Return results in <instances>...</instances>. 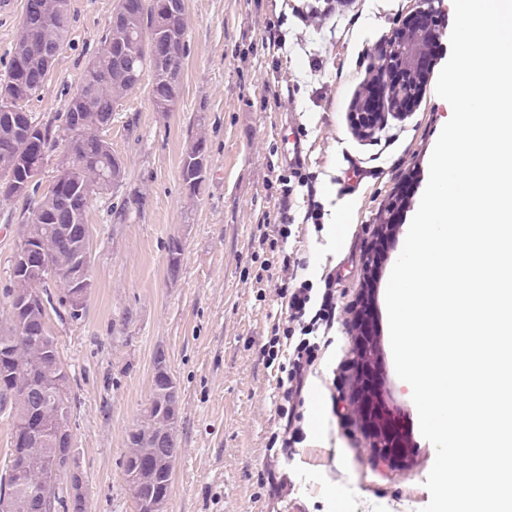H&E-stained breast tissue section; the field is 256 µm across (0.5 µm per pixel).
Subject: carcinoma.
<instances>
[{"mask_svg":"<svg viewBox=\"0 0 512 512\" xmlns=\"http://www.w3.org/2000/svg\"><path fill=\"white\" fill-rule=\"evenodd\" d=\"M162 0H146L147 6L135 17V39L123 38L107 26L96 55L84 69L79 86L68 102L66 113L78 112L83 120L84 133L73 145L72 178L78 182H95L108 162L112 146L106 130L112 124L117 102L138 88L136 80L125 75L115 58L121 49L124 60L133 70L144 67L157 32L156 14ZM70 0H49L39 12L25 10L23 24L36 37L61 54L67 44L70 28ZM46 75L36 57L24 50V41L15 39L9 69L0 80V121L6 116L21 120L22 133L9 145L14 162L0 165V199L8 200L12 186L31 177L39 167L43 153L54 139L53 126L30 117L27 103L34 97V85L45 82ZM90 201L81 192L64 184L60 189L42 193L36 206L42 211V223L26 224L23 236L37 240V255L44 266L68 271L73 268L71 243L84 236ZM65 224L70 238L52 230ZM32 275L19 276L16 288L6 292L8 315L0 321V412L8 413L12 426L11 448L0 470L5 479L16 483L12 492L0 481V495L5 493L12 502V512H33L39 501L43 512H84L80 491L81 479L76 472L73 449L58 442L55 435L41 429L53 421L69 423L70 400L67 391L68 374L61 359L56 340L48 326L47 307L38 303L26 311H17L18 303L11 294L23 297L31 289ZM23 321L22 328L13 325V316ZM158 384L152 383L151 397L140 423L129 436L130 451L125 462L126 476L136 472L141 463L154 457L155 478L150 483L130 487L136 512H150L157 495L169 496L173 466L167 459L178 448H164L154 455L155 440L167 428L177 430L180 411L159 405ZM70 487H61L62 479Z\"/></svg>","mask_w":512,"mask_h":512,"instance_id":"1","label":"carcinoma"}]
</instances>
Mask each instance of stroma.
Wrapping results in <instances>:
<instances>
[{
  "label": "stroma",
  "mask_w": 512,
  "mask_h": 512,
  "mask_svg": "<svg viewBox=\"0 0 512 512\" xmlns=\"http://www.w3.org/2000/svg\"><path fill=\"white\" fill-rule=\"evenodd\" d=\"M414 0H186L189 45L179 101L155 111L151 73L122 100L107 132L124 164L114 193L96 197L87 213L92 288L84 310L60 303L49 314L69 375L71 427L86 512H136L125 461L129 435L151 396L156 357H163L181 391L178 455L165 512H421L430 501L424 482L435 448L420 433L411 388L395 372L385 291L429 176V160L450 119L430 71L416 108L370 131L355 130L350 114L365 97L386 40L401 29ZM117 0H71L67 45L28 109L52 123L56 142L40 186L48 188L66 149L67 104L97 53ZM25 0H0V76L7 70ZM285 47L269 46L268 28ZM286 71L289 94L266 85ZM206 136L210 168L188 198L181 159L197 133ZM299 135L307 161L291 181L288 252L299 279L322 287L336 281L337 319L309 375L299 427L306 439L288 457L271 460L278 433L276 367L264 348L275 318L286 312V278L278 236L282 150ZM363 171L358 192L346 196L349 167ZM316 194L307 197L305 182ZM318 205L319 222L305 220ZM126 210L125 220L116 211ZM28 216L25 201L0 200V305L11 260ZM182 245L169 266L171 241ZM365 299L376 354L374 390L410 431L402 458L383 457L372 436L346 434L342 415L353 390L337 391L333 371L350 356L355 338L348 311ZM287 482L275 490L271 474Z\"/></svg>",
  "instance_id": "obj_1"
}]
</instances>
